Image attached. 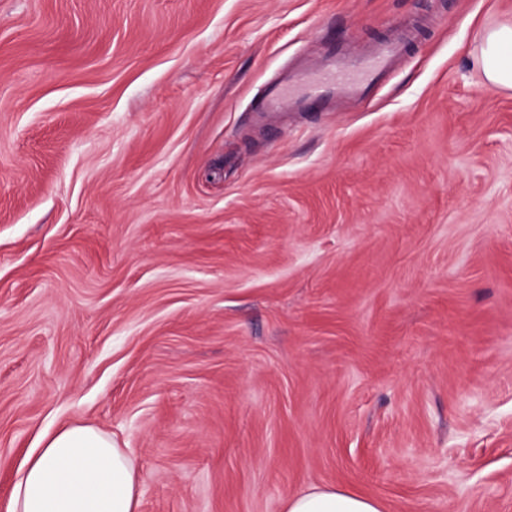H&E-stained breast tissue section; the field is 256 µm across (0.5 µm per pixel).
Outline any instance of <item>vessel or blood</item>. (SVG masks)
Instances as JSON below:
<instances>
[{
    "instance_id": "vessel-or-blood-1",
    "label": "vessel or blood",
    "mask_w": 512,
    "mask_h": 512,
    "mask_svg": "<svg viewBox=\"0 0 512 512\" xmlns=\"http://www.w3.org/2000/svg\"><path fill=\"white\" fill-rule=\"evenodd\" d=\"M412 38L406 31L361 49L331 47L323 60L297 64L287 78L264 88L259 105L269 113L323 112L341 96L369 99L401 63Z\"/></svg>"
}]
</instances>
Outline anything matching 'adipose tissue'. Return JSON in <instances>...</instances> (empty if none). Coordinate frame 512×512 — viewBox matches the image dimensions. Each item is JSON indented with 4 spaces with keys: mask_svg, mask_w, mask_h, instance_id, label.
Here are the masks:
<instances>
[{
    "mask_svg": "<svg viewBox=\"0 0 512 512\" xmlns=\"http://www.w3.org/2000/svg\"><path fill=\"white\" fill-rule=\"evenodd\" d=\"M483 74L488 83L512 90V22L481 37ZM136 460L109 434L75 424L44 435L16 471L7 512H138ZM284 512H383L371 497L331 487L289 496Z\"/></svg>",
    "mask_w": 512,
    "mask_h": 512,
    "instance_id": "obj_1",
    "label": "adipose tissue"
}]
</instances>
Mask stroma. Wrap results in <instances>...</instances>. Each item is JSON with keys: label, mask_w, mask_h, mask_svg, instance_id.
Listing matches in <instances>:
<instances>
[{"label": "stroma", "mask_w": 512, "mask_h": 512, "mask_svg": "<svg viewBox=\"0 0 512 512\" xmlns=\"http://www.w3.org/2000/svg\"><path fill=\"white\" fill-rule=\"evenodd\" d=\"M512 0H0V512L44 433L139 512H512ZM414 30L340 112L253 109ZM481 60L488 83L512 90V22L499 24L482 34ZM284 512H383V506L371 497L331 487H313L289 496Z\"/></svg>", "instance_id": "35a3bbf8"}]
</instances>
